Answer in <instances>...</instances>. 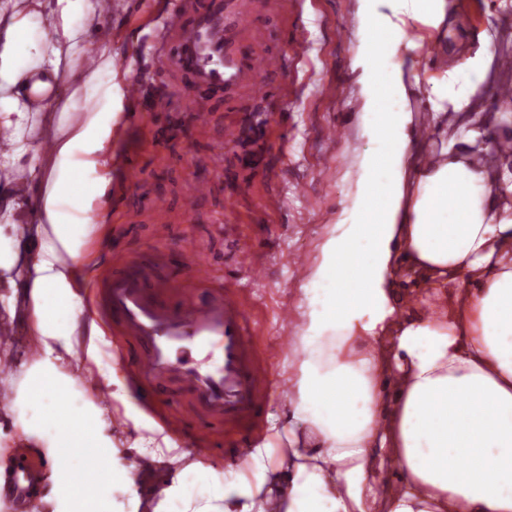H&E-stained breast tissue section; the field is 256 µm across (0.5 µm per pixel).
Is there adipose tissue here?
Listing matches in <instances>:
<instances>
[{
    "label": "adipose tissue",
    "mask_w": 512,
    "mask_h": 512,
    "mask_svg": "<svg viewBox=\"0 0 512 512\" xmlns=\"http://www.w3.org/2000/svg\"><path fill=\"white\" fill-rule=\"evenodd\" d=\"M60 41L90 48L81 20L92 0H44ZM355 75L361 131L370 147L355 194L343 208L303 286L306 310L288 378V449L267 466L269 443L246 462L253 486L231 473L197 477L187 492L174 477L159 512H512V156L490 167L487 130L512 115L501 101L487 114L483 87L491 37L449 53L448 0H356ZM58 48L0 0V125L13 128V164L38 180L40 220L12 243L10 301H23L42 355L30 368L25 431L48 456L77 464L72 492L101 482L92 460L105 454L103 408L78 413L62 401L71 378L58 368L75 332L102 333L81 319L80 295L93 257L88 214L110 183L108 159L121 88L100 60L56 121L54 162L38 169L36 123L20 85L63 80ZM425 97L431 139H422L412 103ZM457 135H449V123ZM435 157L433 165L421 161ZM423 280L419 307L397 300L400 275ZM331 331L330 349L317 345ZM397 462L398 487L377 475Z\"/></svg>",
    "instance_id": "obj_1"
}]
</instances>
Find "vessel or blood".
Instances as JSON below:
<instances>
[{"label": "vessel or blood", "instance_id": "b4317fda", "mask_svg": "<svg viewBox=\"0 0 512 512\" xmlns=\"http://www.w3.org/2000/svg\"><path fill=\"white\" fill-rule=\"evenodd\" d=\"M251 10L252 0H170L168 9L157 17L153 56L157 65H173L192 75L187 97L193 122L204 121L205 104L216 94H230L240 80L264 81L281 72L288 60L305 58L306 41L279 27L269 34L286 41L284 55L260 57L228 44L218 59L188 57V49L201 39L200 18L221 21L229 15L240 22ZM195 256V248H184L181 257L186 265L173 276L160 275L145 258L94 276L84 314L95 320L115 317L123 338L137 343L139 350L131 360L121 341L112 345L116 358L127 360L137 392L152 394L172 381L191 394L194 407L203 412L200 422L171 405L163 415L169 431L184 434L187 445L196 449L213 446L217 425L237 427V434H225L224 452L242 459L249 440L262 429L275 354L256 347L255 323L241 291L189 266ZM43 468L40 458H16L7 487L0 489V500L21 502L24 512H37L35 479Z\"/></svg>", "mask_w": 512, "mask_h": 512}]
</instances>
